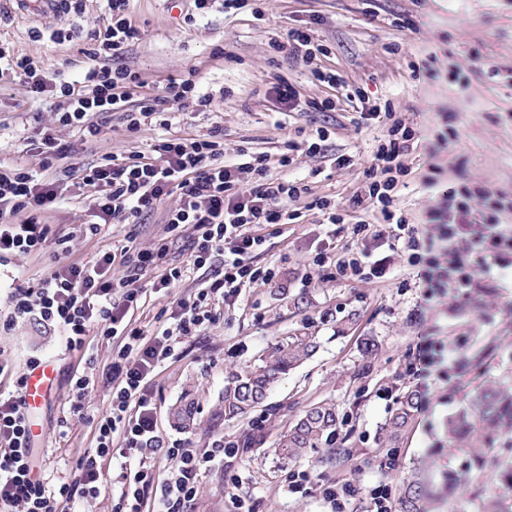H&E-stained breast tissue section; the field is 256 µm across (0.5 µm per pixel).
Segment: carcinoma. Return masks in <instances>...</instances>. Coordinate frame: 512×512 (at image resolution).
<instances>
[{"mask_svg": "<svg viewBox=\"0 0 512 512\" xmlns=\"http://www.w3.org/2000/svg\"><path fill=\"white\" fill-rule=\"evenodd\" d=\"M317 348L315 337L297 333L271 347L262 364L243 374H235L224 385L220 416H244L260 405L280 375L311 357ZM418 395L405 391L399 406L383 428V437L395 442L418 412ZM339 417L335 405L321 402L305 411L280 438L276 452L284 459H295L307 450L328 445L336 432ZM512 430V392L495 383L480 387L468 400L467 408L448 420V437L462 447L479 466L484 467L505 430ZM435 498L433 489L418 482L409 483L400 500L402 512H421L422 499Z\"/></svg>", "mask_w": 512, "mask_h": 512, "instance_id": "1", "label": "carcinoma"}]
</instances>
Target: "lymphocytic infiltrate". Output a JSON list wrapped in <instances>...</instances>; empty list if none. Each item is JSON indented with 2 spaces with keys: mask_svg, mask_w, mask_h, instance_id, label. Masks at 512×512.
Here are the masks:
<instances>
[{
  "mask_svg": "<svg viewBox=\"0 0 512 512\" xmlns=\"http://www.w3.org/2000/svg\"><path fill=\"white\" fill-rule=\"evenodd\" d=\"M128 0H108L110 21L93 35L88 51L94 64L82 85L69 82L47 85L38 75L37 64L26 56H9L0 45V60L9 59L14 77L34 99L50 103L58 126L76 129L89 141L102 132L100 116L120 113L127 129L135 132L152 123L168 127L170 113L196 107L206 111L210 96L197 88L196 71L168 79L158 93L142 97L130 109L132 92L142 87L138 73L123 66L97 65L100 57L119 59L137 40L140 31L127 17ZM275 50L302 58L314 79L335 86L340 75L316 67L323 45L314 43L310 29L292 28L285 41H273ZM360 117L386 125L387 131L364 171L365 186L352 201L353 207L371 205L388 224L394 239L409 252L417 274L423 302L442 295L447 288L479 287L471 272L484 274L512 266V233L500 228V218L512 211V200L477 185L449 187L440 203L418 221H411L398 202V187L410 167L408 158L418 153L421 134L397 117L391 104H362ZM419 154V153H418ZM267 155L252 156L246 163L224 160V130L213 127L206 137L186 139L163 136L150 155L128 157L103 155L89 166L73 168L83 185L97 188L99 197L90 221L101 224H139L153 212L164 196L178 193L179 204L167 211L170 231L189 229L187 266L166 262V247L137 250L128 246L107 251L86 262H57L36 283L15 285L8 295L6 314H0V331L27 322L65 339V348L80 351L89 333L104 339H119L109 371V406L94 419L95 446L75 462L70 481L49 488L33 475L31 422L24 402L25 374L15 378L13 391H0V512H79L106 491L107 476L102 459L120 456L118 498L114 512H192L200 478L215 460L236 459L239 449L231 443L213 441L198 451L183 444L161 449L151 381L157 369L172 356L178 338L197 335L212 319L209 302L237 298L242 288L275 276L271 267H260L253 259L262 248L263 230L272 224H289L296 213L291 202L305 193L297 180L273 179L268 175ZM482 199V210L472 208ZM64 196L55 182L37 178L23 167L0 175V266L20 255L41 253L49 227L43 215L59 208ZM444 249L447 263L435 251ZM221 269H214L216 258ZM318 264L333 263L337 274L362 279L384 276L380 264L363 251L349 250L329 258L315 257ZM123 265L126 274L114 278L112 269ZM204 270L210 277L206 287L189 298L173 303L169 326L148 335L133 324L132 315L142 300L135 283L148 272H157L155 290H170L186 270ZM440 342L420 336L408 354L406 373L419 394L429 389L433 365L443 364ZM163 451L168 463L166 479H159L148 456Z\"/></svg>",
  "mask_w": 512,
  "mask_h": 512,
  "instance_id": "lymphocytic-infiltrate-1",
  "label": "lymphocytic infiltrate"
}]
</instances>
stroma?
Masks as SVG:
<instances>
[{"label": "stroma", "mask_w": 512, "mask_h": 512, "mask_svg": "<svg viewBox=\"0 0 512 512\" xmlns=\"http://www.w3.org/2000/svg\"><path fill=\"white\" fill-rule=\"evenodd\" d=\"M262 10L259 16L248 10L232 15L217 4L189 26L168 0H130L129 17L141 38L128 47L122 65L142 74L149 93L158 92L168 78L196 70L201 91L212 97L210 111L175 113L165 129L148 124L131 133L112 114L100 139L90 144L75 130L56 127L49 105L28 99L18 82L1 79L0 173L20 165L41 173L39 156L25 145L39 126L56 127L71 147V164L80 166L104 153L146 152L168 134L200 138L218 125L227 156L247 145L250 152L268 155L272 176L307 185L294 204L297 219L266 228V242L255 258L259 266L278 268V278L249 284L235 301L215 304L213 320L200 335L184 339L178 356L162 364L152 381L164 444L181 439L204 449L219 438L254 441L242 450L233 476H225L220 463L203 474L195 512H235L237 497L254 512H333L322 489L334 484L349 489L346 512H371L374 487L386 486L397 502L407 483L438 488L450 472L461 477L460 486L423 501L424 512H481L492 497L512 512V485L502 483L493 469L471 465L446 432L449 416L466 406L477 387L493 382L512 388V268L499 270L486 291L463 295L451 288L423 311L417 269L387 225L373 224L357 235L352 225L324 223L313 206L315 199L329 197L351 212V200L384 133L383 127L362 124L358 102L348 101L357 88L369 99L390 101L407 125L420 126L443 169L440 189L470 181L512 196V0H262ZM108 19L106 0H81L79 10L49 11L33 20L5 8L0 10V43L36 62L47 83H73L91 64L86 52L93 32ZM406 20L414 21L417 31L403 28ZM307 26L329 49L323 67L339 72L343 85L320 84L288 53L271 48V41L288 29ZM57 29L70 31L71 40L52 41ZM482 58L496 65L498 75L481 72ZM424 63L432 77L413 79V66ZM278 75L296 87L301 99L335 97V111L281 113L272 90ZM448 113L455 134L437 140ZM321 128L330 132L323 152L312 156L299 149L290 166H279L286 142L313 139ZM341 155L353 156L354 165H336ZM52 177L67 202L44 216L50 233L42 254L20 256L0 268V289L9 288L18 274L39 279L58 258L87 261L129 242L141 248L167 244L170 263L186 262V239L171 236L165 224L177 195L166 197L142 224H103L92 231L85 212L95 201L93 189L78 187L62 169ZM330 246L339 253L365 250L385 265L384 277L345 279L331 266L313 265L316 250ZM153 281L150 274L139 280L144 305L133 317L148 334L159 326L158 316L170 299L192 296L202 287L203 274L188 272L167 294L154 292ZM304 328L318 342L316 353L282 376L262 407L242 419H217L228 377L257 364L271 344ZM423 333L442 343L447 375L401 438L383 442L386 421L412 387L405 374L406 353ZM87 342L85 353L93 363L85 372L95 385L86 404L90 415H98L109 404L103 381L117 343L93 334ZM37 352L57 371L51 400L33 417L42 428L34 439L40 471L53 487L70 478L77 456L94 446V428L87 419L67 415L74 395L70 369L81 354L66 351L60 337L26 322L0 334V361L14 371H23ZM323 400L334 403L343 419L332 449L281 459L275 452L280 435L299 413ZM186 401L196 408L190 430L172 419L173 408ZM333 449L339 452L334 460L328 457ZM303 470L311 474L310 489L290 492L289 475Z\"/></svg>", "instance_id": "stroma-1"}]
</instances>
